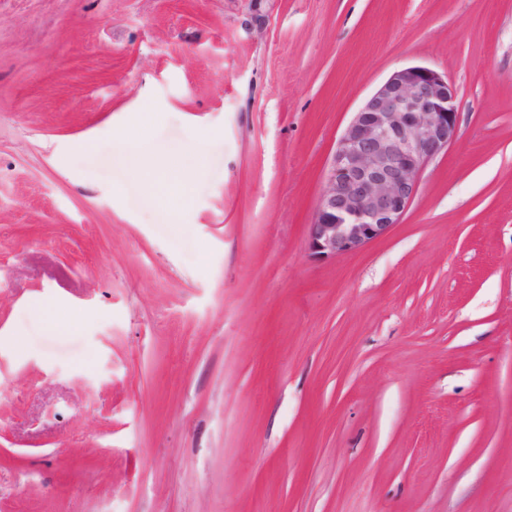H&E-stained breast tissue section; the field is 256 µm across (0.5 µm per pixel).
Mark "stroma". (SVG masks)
I'll use <instances>...</instances> for the list:
<instances>
[{
  "label": "stroma",
  "mask_w": 512,
  "mask_h": 512,
  "mask_svg": "<svg viewBox=\"0 0 512 512\" xmlns=\"http://www.w3.org/2000/svg\"><path fill=\"white\" fill-rule=\"evenodd\" d=\"M406 65L458 138L313 258ZM0 512H512V0H0ZM137 170L141 180L150 190L154 199L166 203L172 197H177L180 200L179 211H183L188 207L190 202V179L188 177L181 178L178 181H171L165 166L144 168L137 166ZM31 314L40 322H42L45 327L60 336L67 335L75 329L74 326L69 324H63L56 320L54 316V306L52 302L43 301L34 306L31 310Z\"/></svg>",
  "instance_id": "1"
}]
</instances>
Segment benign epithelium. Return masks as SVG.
Here are the masks:
<instances>
[{
  "instance_id": "1",
  "label": "benign epithelium",
  "mask_w": 512,
  "mask_h": 512,
  "mask_svg": "<svg viewBox=\"0 0 512 512\" xmlns=\"http://www.w3.org/2000/svg\"><path fill=\"white\" fill-rule=\"evenodd\" d=\"M458 134L456 89L421 65L392 71L363 101L338 139L308 226L318 259L362 250L399 223L426 162Z\"/></svg>"
}]
</instances>
